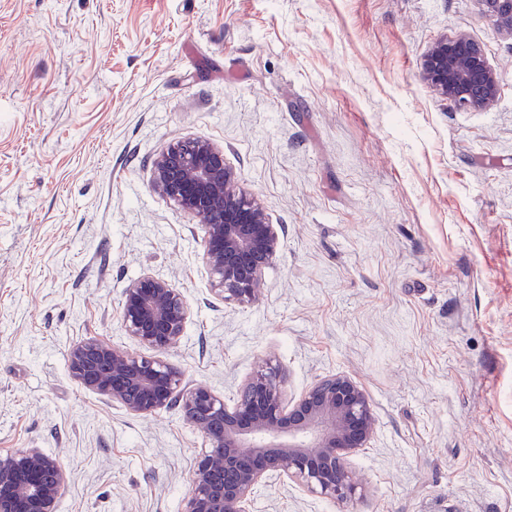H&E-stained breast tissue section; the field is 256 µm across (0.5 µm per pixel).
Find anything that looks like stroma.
<instances>
[{
	"mask_svg": "<svg viewBox=\"0 0 512 512\" xmlns=\"http://www.w3.org/2000/svg\"><path fill=\"white\" fill-rule=\"evenodd\" d=\"M465 33L501 74L456 110L421 78ZM224 149L283 225L259 299L224 302L204 230L152 184L169 144ZM190 317L165 355L232 400L343 374L375 417L347 504L288 481L247 512H512V36L479 0H0V452L67 469L59 512H181L204 436L71 376L87 337L137 350L144 273Z\"/></svg>",
	"mask_w": 512,
	"mask_h": 512,
	"instance_id": "35a3bbf8",
	"label": "stroma"
}]
</instances>
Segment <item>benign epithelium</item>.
<instances>
[{
    "mask_svg": "<svg viewBox=\"0 0 512 512\" xmlns=\"http://www.w3.org/2000/svg\"><path fill=\"white\" fill-rule=\"evenodd\" d=\"M498 30L512 36V0H479ZM422 78L454 109H484L497 99L500 75L465 34L443 36L429 48ZM154 187L205 228L203 260L215 294L249 305L260 296L265 266L277 257L284 228L238 187L224 149L202 138L170 144L153 162ZM189 310L169 280L146 273L123 291L126 334L144 353L96 338L75 343L69 370L84 388L137 416L177 407L209 447L197 454L182 512H246L255 487L288 479L339 503L359 484L349 457L370 441L375 418L364 389L345 375L315 382L286 400L283 376L264 364L228 403L207 387L184 384L164 355L183 333ZM69 483L59 461L39 448L0 453V512H58Z\"/></svg>",
    "mask_w": 512,
    "mask_h": 512,
    "instance_id": "7a95c632",
    "label": "benign epithelium"
}]
</instances>
